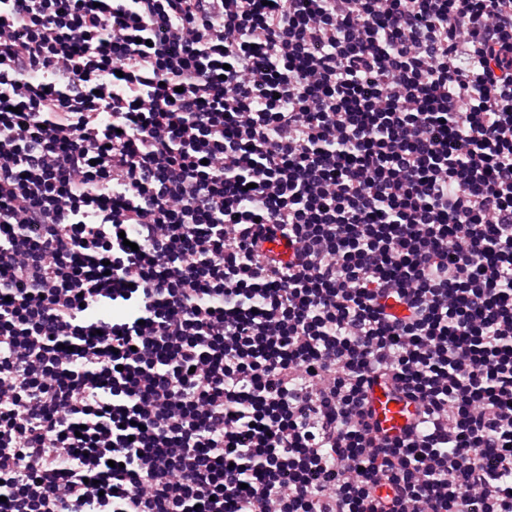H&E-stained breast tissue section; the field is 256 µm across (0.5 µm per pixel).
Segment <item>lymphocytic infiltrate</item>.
I'll use <instances>...</instances> for the list:
<instances>
[{"instance_id":"1","label":"lymphocytic infiltrate","mask_w":512,"mask_h":512,"mask_svg":"<svg viewBox=\"0 0 512 512\" xmlns=\"http://www.w3.org/2000/svg\"><path fill=\"white\" fill-rule=\"evenodd\" d=\"M0 512H512V0H0ZM372 404L375 419L389 434L401 433L412 426L419 411L415 404L396 400L383 389L372 394Z\"/></svg>"}]
</instances>
